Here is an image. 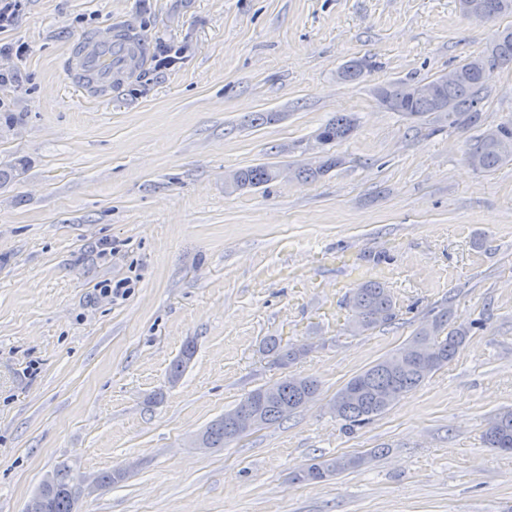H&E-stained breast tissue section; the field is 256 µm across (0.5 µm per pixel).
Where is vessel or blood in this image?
<instances>
[{
    "instance_id": "b4317fda",
    "label": "vessel or blood",
    "mask_w": 512,
    "mask_h": 512,
    "mask_svg": "<svg viewBox=\"0 0 512 512\" xmlns=\"http://www.w3.org/2000/svg\"><path fill=\"white\" fill-rule=\"evenodd\" d=\"M149 49L133 22L106 25L73 42L66 77L84 98L107 96L144 67Z\"/></svg>"
}]
</instances>
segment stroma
I'll use <instances>...</instances> for the list:
<instances>
[{
    "instance_id": "obj_1",
    "label": "stroma",
    "mask_w": 512,
    "mask_h": 512,
    "mask_svg": "<svg viewBox=\"0 0 512 512\" xmlns=\"http://www.w3.org/2000/svg\"><path fill=\"white\" fill-rule=\"evenodd\" d=\"M133 20L152 54L99 103L62 72L74 39ZM512 16L465 18L457 0H24L0 43L25 51L0 87V512H26L59 463L93 481L128 468L78 512H512V454L486 448L512 408V161L474 170L480 131L512 119V68L490 71L479 126L408 118L377 88L448 72ZM381 67L339 80L347 61ZM269 114L267 123L253 121ZM344 113L354 133L315 135ZM315 180L298 170L326 153ZM280 168L229 191L225 175ZM132 277L114 301L98 284ZM396 319L351 325L362 283ZM469 338L368 424L331 411L355 374L441 309ZM276 336L307 353L284 369ZM181 380L168 371L186 343ZM293 373L315 401L221 448L199 432L251 391ZM366 465L303 484L313 458ZM237 173L239 187H259L278 178V169L268 164H259L242 168Z\"/></svg>"
}]
</instances>
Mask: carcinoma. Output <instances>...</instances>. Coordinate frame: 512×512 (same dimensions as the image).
<instances>
[{"mask_svg": "<svg viewBox=\"0 0 512 512\" xmlns=\"http://www.w3.org/2000/svg\"><path fill=\"white\" fill-rule=\"evenodd\" d=\"M458 6L466 17L473 10L492 13L496 18L512 15V0H458ZM509 66H512L511 27L498 32L481 53L455 66L456 76L452 81L443 84L437 77L425 81V84L434 86L433 95L403 96L390 109L412 118L439 113L448 118L451 126L475 125L481 119L486 72ZM374 67L375 63L366 57L355 59L342 67L340 78L347 82L355 81ZM353 130V120L339 114L320 128L318 136L323 144L328 145L348 139ZM469 158L475 169L484 171L512 161V119L484 130L469 148ZM339 163L338 157L328 154L318 167L303 169L298 172V176L314 180ZM277 178L278 169L268 164L237 171V181L241 188L259 187ZM353 310L354 330L366 332L392 322L395 302L383 285L368 281L356 289ZM467 337L466 329L449 326L448 312L435 316L412 337L414 342L432 345L431 352L426 356L427 365L412 360L399 366L397 361L404 349L396 350L346 382L337 393L339 404L336 406V416L351 425H359L381 414L395 404L393 400H384V394L394 391L401 398L417 388L429 374L455 357ZM265 352L272 357L274 364L286 368L303 357L307 348L284 344L282 339L270 337L265 342ZM194 355L195 346L187 344L171 368V381L179 380ZM318 391L319 384L313 378L295 380L289 375L279 381L278 391L272 396L264 395L260 388L254 390L232 411L205 428L203 435L208 447L222 448L238 438L236 415L249 411L263 427L278 424L314 400ZM484 442L493 451L512 453V409L502 410L490 418ZM365 463L366 457L363 455L319 457L302 469L295 479L302 483H321ZM39 492L43 497V512H73L79 489L72 469L66 464L59 465L55 469L54 480L42 484Z\"/></svg>", "mask_w": 512, "mask_h": 512, "instance_id": "obj_1", "label": "carcinoma"}]
</instances>
